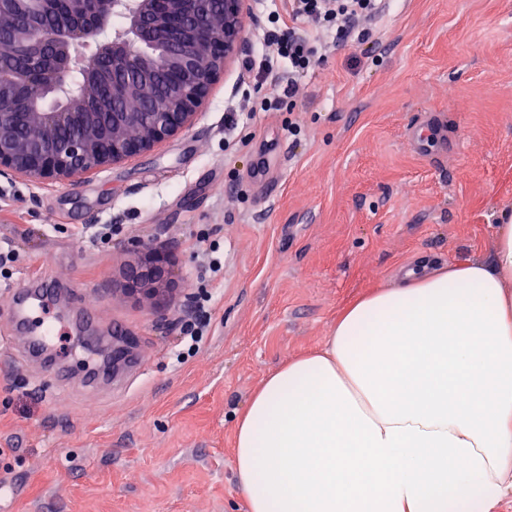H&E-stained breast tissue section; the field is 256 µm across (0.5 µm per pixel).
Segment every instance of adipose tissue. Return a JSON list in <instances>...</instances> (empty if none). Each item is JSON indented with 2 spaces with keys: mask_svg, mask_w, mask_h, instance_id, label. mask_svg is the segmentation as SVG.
<instances>
[{
  "mask_svg": "<svg viewBox=\"0 0 512 512\" xmlns=\"http://www.w3.org/2000/svg\"><path fill=\"white\" fill-rule=\"evenodd\" d=\"M249 512H498L512 497V208L491 256L351 303L236 421Z\"/></svg>",
  "mask_w": 512,
  "mask_h": 512,
  "instance_id": "obj_1",
  "label": "adipose tissue"
}]
</instances>
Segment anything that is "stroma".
<instances>
[{
	"mask_svg": "<svg viewBox=\"0 0 512 512\" xmlns=\"http://www.w3.org/2000/svg\"><path fill=\"white\" fill-rule=\"evenodd\" d=\"M242 73L228 63L193 128L150 152L64 187L0 176V241L17 253L0 269L12 512H249L235 425L265 376L418 256L489 257L512 208V0H397L364 42L327 48L289 106L262 111ZM430 118L448 143L426 154L410 132ZM85 224L112 236L77 243ZM200 233L224 256L221 279L198 273ZM148 248L176 261L170 307L124 290ZM33 273L97 306L100 328L56 338L58 366L26 358L6 312ZM203 293L200 350L177 359Z\"/></svg>",
	"mask_w": 512,
	"mask_h": 512,
	"instance_id": "35a3bbf8",
	"label": "stroma"
}]
</instances>
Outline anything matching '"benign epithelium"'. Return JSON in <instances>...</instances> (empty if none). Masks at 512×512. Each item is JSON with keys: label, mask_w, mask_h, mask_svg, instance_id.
<instances>
[{"label": "benign epithelium", "mask_w": 512, "mask_h": 512, "mask_svg": "<svg viewBox=\"0 0 512 512\" xmlns=\"http://www.w3.org/2000/svg\"><path fill=\"white\" fill-rule=\"evenodd\" d=\"M246 0H63L72 22L40 24L49 0H0V175L63 183L148 152L188 129L228 61L245 42ZM114 16L126 21L112 30ZM84 90L64 111L46 99ZM82 125L70 138L57 135ZM127 291L170 302L179 288L168 253L151 251L125 268Z\"/></svg>", "instance_id": "benign-epithelium-1"}]
</instances>
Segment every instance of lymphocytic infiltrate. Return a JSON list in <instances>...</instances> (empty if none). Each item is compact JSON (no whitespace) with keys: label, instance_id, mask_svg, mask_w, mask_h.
Here are the masks:
<instances>
[{"label":"lymphocytic infiltrate","instance_id":"lymphocytic-infiltrate-1","mask_svg":"<svg viewBox=\"0 0 512 512\" xmlns=\"http://www.w3.org/2000/svg\"><path fill=\"white\" fill-rule=\"evenodd\" d=\"M392 6V0H282L258 32L262 50L247 61L246 75L261 78L270 105L294 98L316 61V44L363 41Z\"/></svg>","mask_w":512,"mask_h":512}]
</instances>
